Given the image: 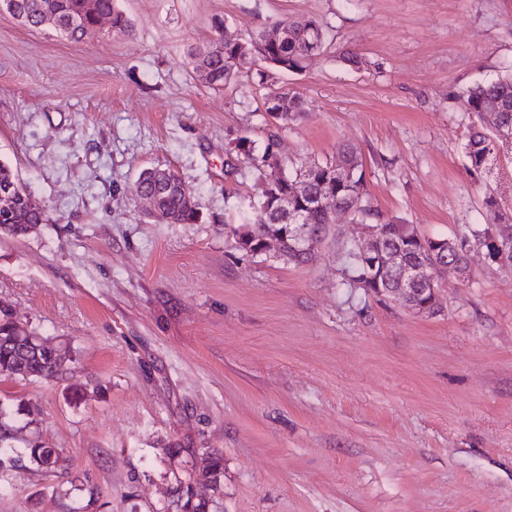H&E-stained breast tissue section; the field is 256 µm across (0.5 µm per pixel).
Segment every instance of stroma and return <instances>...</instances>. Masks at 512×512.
I'll use <instances>...</instances> for the list:
<instances>
[{
    "mask_svg": "<svg viewBox=\"0 0 512 512\" xmlns=\"http://www.w3.org/2000/svg\"><path fill=\"white\" fill-rule=\"evenodd\" d=\"M131 35L82 41L0 10V161L37 199L36 232L0 235V306L67 346L64 385L0 377L45 473L0 452V512H160L173 469L224 456L219 512H512V271L477 255L418 315L344 286L338 240L306 265L234 234L262 180L355 148L388 217L429 236L489 222L463 144L462 92L512 69V0H116ZM248 41L312 18L326 49L299 74L246 66L213 89L189 64L213 19ZM362 57L350 67L346 53ZM303 113L273 123L274 87ZM251 156L232 155L240 137ZM274 163L255 167L266 144ZM171 169L192 224L150 217L133 186ZM82 490L62 498L55 484ZM273 100H277V101L270 103ZM278 101L288 103V110H286L285 112H282L283 117L279 120V122H280L279 124H286V123H288L289 120L295 119L300 114V112H301L300 100L294 94H292L288 89L278 88V89L268 93L265 98L264 106H265V112L267 113L268 116H271L270 111L272 110V108L267 107V105L270 103L269 106H274V104L279 103ZM25 455L31 462L46 473H53L61 465L63 457L55 448H45L36 441L26 440Z\"/></svg>",
    "mask_w": 512,
    "mask_h": 512,
    "instance_id": "1",
    "label": "stroma"
}]
</instances>
